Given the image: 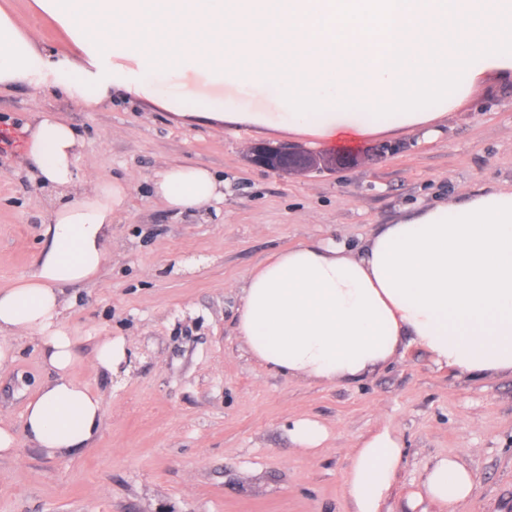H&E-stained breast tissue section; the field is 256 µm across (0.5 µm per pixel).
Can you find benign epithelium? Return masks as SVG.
<instances>
[{
	"label": "benign epithelium",
	"instance_id": "1",
	"mask_svg": "<svg viewBox=\"0 0 512 512\" xmlns=\"http://www.w3.org/2000/svg\"><path fill=\"white\" fill-rule=\"evenodd\" d=\"M248 160L258 168L301 175L332 172L339 168L354 166L359 162L357 158L329 157L300 148L272 144L252 146Z\"/></svg>",
	"mask_w": 512,
	"mask_h": 512
}]
</instances>
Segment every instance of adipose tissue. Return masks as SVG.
I'll use <instances>...</instances> for the list:
<instances>
[{"label": "adipose tissue", "instance_id": "adipose-tissue-1", "mask_svg": "<svg viewBox=\"0 0 512 512\" xmlns=\"http://www.w3.org/2000/svg\"><path fill=\"white\" fill-rule=\"evenodd\" d=\"M68 38L59 54L0 8V93L51 86L89 110L117 98L183 123L276 130L320 149L397 130L429 133L487 77L512 79V0H35ZM20 164L54 193L47 244L27 279L0 289V367L9 337H39L52 377L0 422V455L20 442L66 458L94 447L102 402L74 379L61 289L94 280L130 179L88 180L83 141L59 116L18 129ZM153 196L178 214L224 201L209 169L167 165ZM236 331L268 369L355 382L416 346L470 377L512 376V188L401 216L358 252L301 244L250 272ZM403 455L380 429L345 477L352 512H383ZM476 489L458 457L437 459L419 498L459 512Z\"/></svg>", "mask_w": 512, "mask_h": 512}]
</instances>
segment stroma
I'll return each instance as SVG.
<instances>
[{"instance_id":"obj_1","label":"stroma","mask_w":512,"mask_h":512,"mask_svg":"<svg viewBox=\"0 0 512 512\" xmlns=\"http://www.w3.org/2000/svg\"><path fill=\"white\" fill-rule=\"evenodd\" d=\"M68 51L64 34L36 16L34 0H0ZM59 112L81 135L93 179L129 177L133 191L112 227L99 277L65 287L64 329L75 377L101 396L94 447L67 458L28 443L0 457V512H351L344 476L357 443L388 427L404 453L387 512L411 504L437 458L461 457L477 487L467 512H512V377L472 378L400 348L362 380L314 383L268 370L236 331L240 288L270 256L302 243L354 249L404 213L512 186V81L488 78L430 137L406 132L353 142L363 164L287 175L254 167L250 144L303 146L302 138L188 125L148 104L88 112L53 88L0 95V127ZM164 165L224 177V203L177 215L151 195ZM51 195L0 144V289L31 273L45 247ZM123 339L129 363L100 372L99 340ZM0 369V420L21 427L47 378L38 339H11ZM317 423L319 447L298 448L293 422Z\"/></svg>"}]
</instances>
